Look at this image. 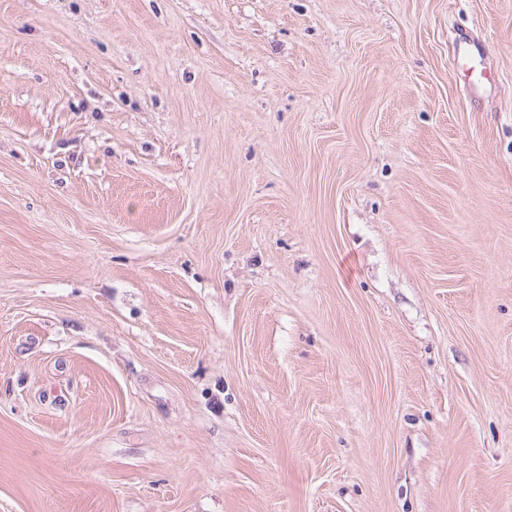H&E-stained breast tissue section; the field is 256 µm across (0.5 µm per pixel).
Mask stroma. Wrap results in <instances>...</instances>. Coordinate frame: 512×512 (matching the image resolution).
I'll return each instance as SVG.
<instances>
[{
	"label": "stroma",
	"instance_id": "stroma-1",
	"mask_svg": "<svg viewBox=\"0 0 512 512\" xmlns=\"http://www.w3.org/2000/svg\"><path fill=\"white\" fill-rule=\"evenodd\" d=\"M0 512H512V0H0Z\"/></svg>",
	"mask_w": 512,
	"mask_h": 512
}]
</instances>
